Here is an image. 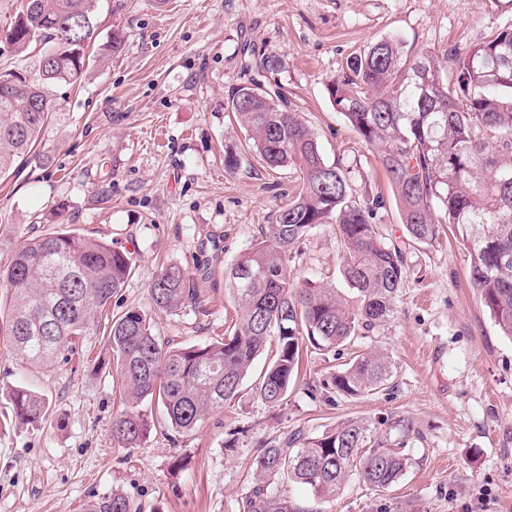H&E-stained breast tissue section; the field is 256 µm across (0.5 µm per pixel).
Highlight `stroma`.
<instances>
[{"instance_id":"stroma-1","label":"stroma","mask_w":512,"mask_h":512,"mask_svg":"<svg viewBox=\"0 0 512 512\" xmlns=\"http://www.w3.org/2000/svg\"><path fill=\"white\" fill-rule=\"evenodd\" d=\"M507 23L512 0H99L98 47L82 82L56 91L44 162L0 178V266L29 239L68 224L136 251L112 312L143 310L172 347L220 338L238 317L225 268L300 184L296 169L271 171L250 156L225 173L227 151L244 140L229 117L232 93L254 82L279 91L358 194L385 192L380 148L336 112L327 82L385 37L441 55ZM115 33L122 49L110 54L103 45ZM262 58L270 69L257 70ZM171 263L189 270L199 308L154 310L149 284ZM342 264L327 225L288 268L294 279L340 288ZM407 265L394 316L341 354L305 350L282 405L258 397V362L239 397L192 433L173 430L162 406L144 404L153 427L138 448L112 438L123 404L105 373L106 336L91 334L43 365L0 341V512H83L116 489L135 512H234L264 440L395 414L412 418L425 439L412 444L419 462L394 488L353 481L316 501L291 484L289 496L311 512H512V338L480 303L453 236L408 249ZM355 351L390 356L389 390L350 397L322 389ZM18 385L48 396V425L16 420L9 393Z\"/></svg>"}]
</instances>
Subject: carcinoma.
I'll return each instance as SVG.
<instances>
[{
    "mask_svg": "<svg viewBox=\"0 0 512 512\" xmlns=\"http://www.w3.org/2000/svg\"><path fill=\"white\" fill-rule=\"evenodd\" d=\"M97 0H27L6 34L14 52L53 43L36 71L0 72V177L45 157L40 135L57 110L54 89L80 82L85 49L97 29ZM238 88L227 103L245 132L249 153L271 170L300 171L299 189L276 210L260 237L225 269L238 304L233 331L212 342L164 347L147 315L131 307L102 322L136 266V252L88 237L64 224L17 250L0 268V322L13 349L47 363L71 351L92 329L112 345L114 379L128 409L112 420V438L141 446L152 424L140 410L160 403L169 424L194 431L208 411L236 399L267 342L277 348L256 385L265 403L281 405L297 376L303 344L335 352L389 320L407 277L405 251L384 243L376 219L381 193L360 196L340 167L328 164L301 113L276 93L256 98ZM326 90L368 145L383 147L381 164L398 207L405 244L436 243L443 225L467 251L469 277L501 333L512 338V23L477 45L439 56L412 52L386 37L349 57ZM333 226L343 252L345 294L312 279L296 282L288 263L312 230ZM165 313L201 303L188 271L161 269L149 285ZM380 353L353 357L329 386L346 396L373 394L391 380ZM18 421H47L49 401L25 387L11 390ZM377 431L346 420L315 436L274 438L253 462L250 489L237 512H305L285 482L316 500L336 496L351 480L375 491L395 486L415 464L409 445L424 439L409 417L392 415ZM86 512H132L121 492Z\"/></svg>",
    "mask_w": 512,
    "mask_h": 512,
    "instance_id": "obj_1",
    "label": "carcinoma"
}]
</instances>
